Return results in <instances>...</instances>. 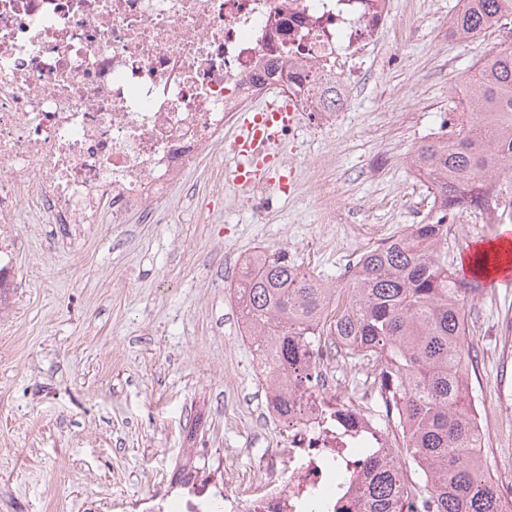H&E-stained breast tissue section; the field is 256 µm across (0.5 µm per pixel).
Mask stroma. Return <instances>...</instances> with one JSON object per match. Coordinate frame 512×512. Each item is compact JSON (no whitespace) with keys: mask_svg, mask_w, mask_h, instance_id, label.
<instances>
[{"mask_svg":"<svg viewBox=\"0 0 512 512\" xmlns=\"http://www.w3.org/2000/svg\"><path fill=\"white\" fill-rule=\"evenodd\" d=\"M457 2L393 0L410 31L384 28L340 59L344 106L327 126L296 118L276 174L289 188L268 194L265 219L220 181L226 150L172 190L167 224L107 212L76 238L18 214L15 286L0 306V512H112L113 498L164 493L191 448L207 451L199 467L231 464V480L255 491L265 449L288 433L266 420V381L240 330V260L284 249L344 289L363 251L421 222L432 199L408 162L439 137L449 87L500 39H449ZM499 230L462 214L451 256ZM467 311L482 460L511 483L499 395L512 387V288L485 289Z\"/></svg>","mask_w":512,"mask_h":512,"instance_id":"1","label":"stroma"}]
</instances>
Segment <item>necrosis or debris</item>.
Returning <instances> with one entry per match:
<instances>
[{
	"label": "necrosis or debris",
	"mask_w": 512,
	"mask_h": 512,
	"mask_svg": "<svg viewBox=\"0 0 512 512\" xmlns=\"http://www.w3.org/2000/svg\"><path fill=\"white\" fill-rule=\"evenodd\" d=\"M391 0H0V279L13 283L16 211L70 229L162 204L186 170L224 138L261 92L298 87L320 123L326 91L350 79L338 57L392 20ZM327 349L293 388L287 448L268 449L259 493L198 472L134 512H356L371 458L390 445L367 412L341 418Z\"/></svg>",
	"instance_id": "necrosis-or-debris-1"
}]
</instances>
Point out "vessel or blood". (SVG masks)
Here are the masks:
<instances>
[{
    "label": "vessel or blood",
    "instance_id": "1",
    "mask_svg": "<svg viewBox=\"0 0 512 512\" xmlns=\"http://www.w3.org/2000/svg\"><path fill=\"white\" fill-rule=\"evenodd\" d=\"M295 117L292 101L280 96L261 111L243 115L231 143L233 165L226 171L234 187L243 190L263 182L267 169L277 161L278 136Z\"/></svg>",
    "mask_w": 512,
    "mask_h": 512
}]
</instances>
